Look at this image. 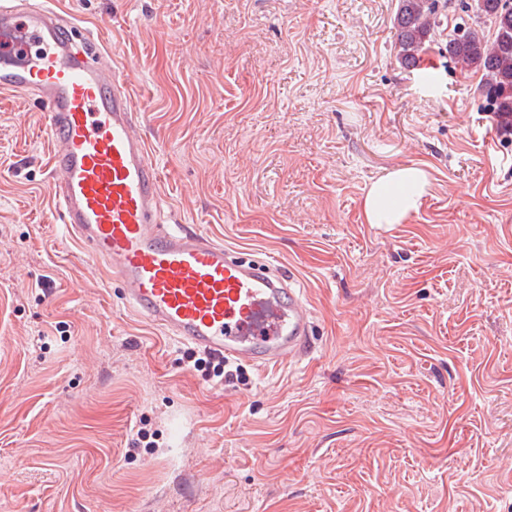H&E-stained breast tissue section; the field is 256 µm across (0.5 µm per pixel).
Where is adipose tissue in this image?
<instances>
[{"mask_svg": "<svg viewBox=\"0 0 512 512\" xmlns=\"http://www.w3.org/2000/svg\"><path fill=\"white\" fill-rule=\"evenodd\" d=\"M427 172L416 165L401 166L372 183L362 201L369 224H401L417 212L429 189Z\"/></svg>", "mask_w": 512, "mask_h": 512, "instance_id": "adipose-tissue-1", "label": "adipose tissue"}]
</instances>
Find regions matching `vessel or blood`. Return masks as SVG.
<instances>
[{
  "label": "vessel or blood",
  "instance_id": "1",
  "mask_svg": "<svg viewBox=\"0 0 512 512\" xmlns=\"http://www.w3.org/2000/svg\"><path fill=\"white\" fill-rule=\"evenodd\" d=\"M0 92L34 94L61 223L127 303L214 357L267 367L306 356L313 316L292 273L161 221L162 177L127 82L49 5L0 0Z\"/></svg>",
  "mask_w": 512,
  "mask_h": 512
}]
</instances>
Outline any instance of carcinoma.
Segmentation results:
<instances>
[{"label": "carcinoma", "instance_id": "carcinoma-1", "mask_svg": "<svg viewBox=\"0 0 512 512\" xmlns=\"http://www.w3.org/2000/svg\"><path fill=\"white\" fill-rule=\"evenodd\" d=\"M439 0H399L394 19L395 44L400 63L416 66L430 50L437 27ZM472 24L453 30L445 50L465 68L483 73L480 93L494 112L504 137L512 136V0H475ZM494 25L495 36L486 39L481 22Z\"/></svg>", "mask_w": 512, "mask_h": 512}]
</instances>
